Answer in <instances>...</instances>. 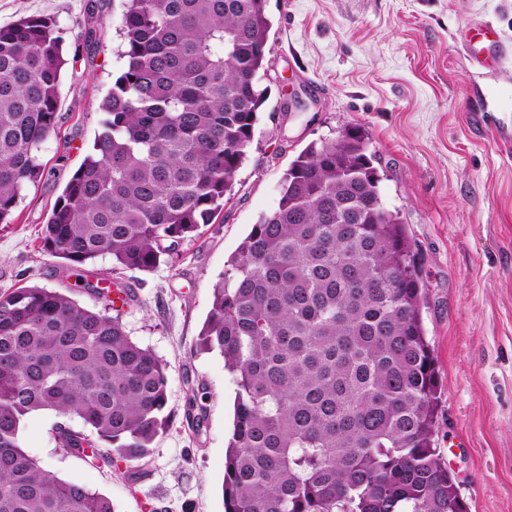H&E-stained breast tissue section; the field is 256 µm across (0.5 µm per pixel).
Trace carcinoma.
<instances>
[{"instance_id": "1", "label": "carcinoma", "mask_w": 512, "mask_h": 512, "mask_svg": "<svg viewBox=\"0 0 512 512\" xmlns=\"http://www.w3.org/2000/svg\"><path fill=\"white\" fill-rule=\"evenodd\" d=\"M120 74L102 131L45 225L42 249L109 286L102 311L39 286L0 295V512H113L22 447L52 410L59 447L141 462L164 431L165 366L128 336L111 287L150 272L224 208L266 103L267 0H121ZM62 36L0 26V224L44 173ZM213 288L200 347L236 385L224 512H467L435 443L441 397L419 257L357 128L310 142ZM108 447H102V444Z\"/></svg>"}]
</instances>
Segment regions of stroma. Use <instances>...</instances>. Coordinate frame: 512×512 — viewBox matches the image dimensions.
Returning a JSON list of instances; mask_svg holds the SVG:
<instances>
[{
    "label": "stroma",
    "mask_w": 512,
    "mask_h": 512,
    "mask_svg": "<svg viewBox=\"0 0 512 512\" xmlns=\"http://www.w3.org/2000/svg\"><path fill=\"white\" fill-rule=\"evenodd\" d=\"M94 42L81 38L86 0H0V26L56 20L63 37L59 123L43 177L0 224V293L40 286L102 309L42 249V231L90 152L99 104L121 68V0H96ZM267 101L224 209L180 255L133 273L121 309L131 339L166 367L169 424L131 481L126 464L93 467L63 452L45 410L21 431L28 453L63 480L107 497L114 512H224V454L235 384L200 348L212 292L259 215L278 202L293 158L314 140L360 127L378 157L380 189L421 258L423 324L442 392L436 445L469 512H512V66H475L460 31L494 20L512 45V0H267Z\"/></svg>",
    "instance_id": "obj_1"
}]
</instances>
